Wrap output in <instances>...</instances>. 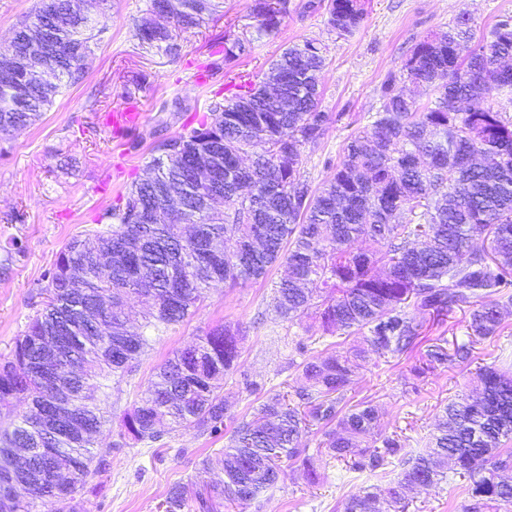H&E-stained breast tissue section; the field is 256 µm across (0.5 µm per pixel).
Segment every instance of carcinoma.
Returning a JSON list of instances; mask_svg holds the SVG:
<instances>
[{
    "label": "carcinoma",
    "instance_id": "cac0c4a2",
    "mask_svg": "<svg viewBox=\"0 0 512 512\" xmlns=\"http://www.w3.org/2000/svg\"><path fill=\"white\" fill-rule=\"evenodd\" d=\"M70 0H39L33 20L16 27L50 26V12ZM287 0H254L253 13L265 31L277 29ZM327 9L328 25L340 36L353 34L365 18L362 0H319L309 8ZM219 0H185L162 27L145 18L139 25L142 45L177 57L180 33L196 29L213 16ZM469 17L456 27L419 43L405 64L406 78L433 92L420 107L391 73L381 87L374 121L350 138L334 173L311 189L298 170L301 148L325 132L328 114L320 108L319 77L325 65L314 42L284 49L270 64L265 80L246 90L213 100L197 126L165 138L154 147L147 166L152 181L132 183L119 203L106 210L107 227L72 238L47 273L48 300L16 341L13 357L0 363V456L14 448L37 454L29 462L38 473L57 469L67 474L45 486L34 479L22 488L0 469V491L11 496L12 512H77L76 495L92 475L107 472L112 448L93 452L106 424L104 410L112 397V377L123 375L151 348V333L184 321L204 293L217 283L237 285L266 276L276 263L288 266L274 297L278 315L292 321L311 308L319 310L324 331L347 335L367 332L364 343L380 355L411 350L419 336L417 315L470 309V340L449 353L437 346L430 363L452 364L471 358L473 344L500 335L501 299H512V117L483 106L494 90L512 95V16H503L490 40L461 62L460 40L473 37ZM97 45L90 19L74 14L71 28L58 43L56 63L62 77L77 82L82 62ZM247 50L240 39L224 43V68L231 69ZM274 78L288 96V106L268 95ZM39 79L21 73L15 82H0V124L24 129L39 121L54 102ZM472 102L470 112L454 110V101ZM484 156L482 165L469 157ZM208 157L224 171L218 187L190 176L187 161ZM252 169L238 176L229 169L239 157ZM182 186L190 208L192 231L179 224H148L146 212L162 206L159 187ZM422 209L424 223L408 215ZM361 238L367 247L352 254L346 245ZM234 246L200 266L196 257L212 243ZM326 293L314 301L310 283ZM142 305V331L124 335L125 299ZM69 324L79 355L83 382L70 398L74 413L91 420L88 435L67 434L54 440L56 456L39 455L45 447L38 421L50 403L49 386L32 369L41 337ZM127 344L121 361L109 341ZM325 352L301 363L303 386L297 404L275 395L235 427L221 459L224 478L195 494L196 512H220L224 500L243 502L245 486L252 500L280 480L284 459L300 464L307 480L320 473L315 457L301 447L302 431L324 428L321 451L354 471L371 472L400 455L399 440L384 435L375 407L360 404L344 410L345 392L353 383L360 358ZM239 356L238 334L217 325L189 348L175 352L159 368L123 422L137 441H158L160 427L193 428L201 436L224 429V376ZM30 397L28 410L12 415L10 392ZM512 372L496 364L476 372L475 394L452 400L438 417L437 434L415 457L400 459L401 477L382 493L352 495L343 512H389L405 506L411 487H433L453 473L466 476L471 504L464 512H512ZM184 486L172 485L162 506L184 512Z\"/></svg>",
    "mask_w": 512,
    "mask_h": 512
}]
</instances>
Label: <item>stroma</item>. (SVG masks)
Masks as SVG:
<instances>
[{
    "mask_svg": "<svg viewBox=\"0 0 512 512\" xmlns=\"http://www.w3.org/2000/svg\"><path fill=\"white\" fill-rule=\"evenodd\" d=\"M307 3L289 0L278 28L265 32L252 14V0H224L200 28L182 34L176 58L141 46L137 38L149 0H105L94 11L102 35L82 78L61 88L39 122L0 140V249H14L9 267L0 268V360L10 356L16 336L39 309L44 275L64 244L96 228L102 213L143 177L154 144L196 125L231 79L260 81L288 46L311 40L322 47L321 108L329 121L324 136L303 147L298 166L316 189L333 174L350 137L370 125L385 77L402 72L417 44L447 31L465 12L475 33L462 47L466 57L500 16L512 15V0H364L361 27L341 36L328 26L325 11H310ZM238 38L248 40L249 52L223 72L224 43ZM283 274V266L276 265L264 279L208 289L192 315L165 329L113 389L99 437L113 451L106 475L90 478L77 495L84 512H162L172 483L191 493L218 480L217 466H204V459L217 458L225 435L266 397L300 387L302 361L332 341L344 355L362 345L358 334L325 338L314 315L291 322L277 316L273 292ZM469 316L466 308L421 315L415 349L395 357L369 354L345 394L347 405L375 406L384 431L398 436L407 454L428 446L436 414L449 400L471 392L479 367L493 363L512 369L511 312L501 335L476 344L469 361L413 374L434 339L449 345L465 340ZM218 323L239 331L240 355L224 378V436L180 429L156 442L131 439L123 417L156 368ZM318 467L320 480L312 484L295 465L283 462L276 487L252 501L225 504L223 512H341L350 495L383 490L402 470L392 462L383 480L325 455ZM468 501L465 482L456 477L411 491L405 512H461Z\"/></svg>",
    "mask_w": 512,
    "mask_h": 512,
    "instance_id": "35a3bbf8",
    "label": "stroma"
}]
</instances>
